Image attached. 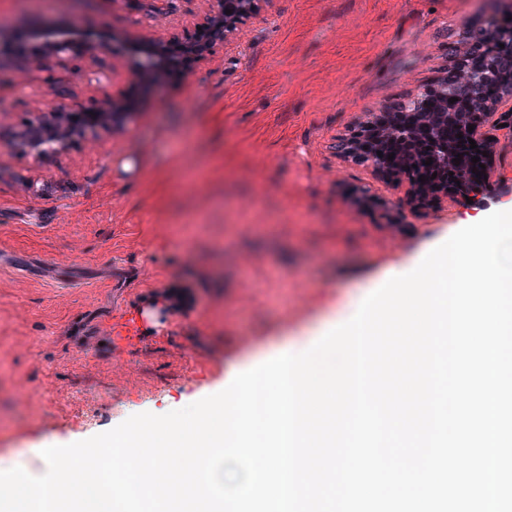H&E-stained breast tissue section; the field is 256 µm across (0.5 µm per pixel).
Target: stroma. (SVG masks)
Here are the masks:
<instances>
[{
    "mask_svg": "<svg viewBox=\"0 0 512 512\" xmlns=\"http://www.w3.org/2000/svg\"><path fill=\"white\" fill-rule=\"evenodd\" d=\"M484 0H265L243 39L166 82L129 85L81 60L0 65V133L51 85L136 99L120 136L35 157L0 149V461L183 408L287 347L313 346L470 217L512 202V127H495L477 203L412 208L338 138L444 76L448 31ZM181 0H0V27L82 25L148 40L193 28ZM147 306L137 340L112 322ZM250 337L242 345V337Z\"/></svg>",
    "mask_w": 512,
    "mask_h": 512,
    "instance_id": "obj_1",
    "label": "stroma"
}]
</instances>
